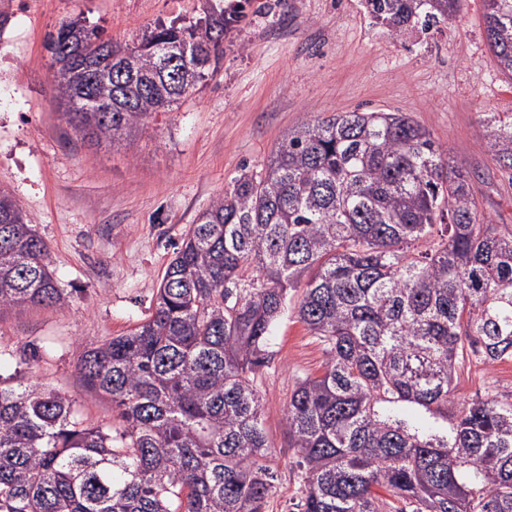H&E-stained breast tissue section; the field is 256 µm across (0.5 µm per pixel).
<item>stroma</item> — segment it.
Segmentation results:
<instances>
[{
	"label": "stroma",
	"instance_id": "obj_1",
	"mask_svg": "<svg viewBox=\"0 0 512 512\" xmlns=\"http://www.w3.org/2000/svg\"><path fill=\"white\" fill-rule=\"evenodd\" d=\"M244 16L192 95L150 119L134 154L77 136L54 102L45 47L60 21L140 43L157 23L190 26L205 8ZM0 186L51 247L69 296L65 311L33 307L0 319V377L67 393L96 424L117 423L106 400L79 386L81 353L150 314L164 270L197 215L234 178L265 169L283 135L311 114L402 112L446 146L472 177L482 218L512 227V176L486 150V119L512 113V79L485 33L484 0H460L452 19L391 37L362 0H0ZM273 356L255 381L277 492L266 512L299 500L285 435L290 395L320 376L322 344L293 316L274 327ZM512 392V362L461 369L456 399Z\"/></svg>",
	"mask_w": 512,
	"mask_h": 512
}]
</instances>
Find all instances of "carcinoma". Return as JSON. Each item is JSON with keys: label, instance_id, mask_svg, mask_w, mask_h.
I'll list each match as a JSON object with an SVG mask.
<instances>
[{"label": "carcinoma", "instance_id": "carcinoma-1", "mask_svg": "<svg viewBox=\"0 0 512 512\" xmlns=\"http://www.w3.org/2000/svg\"><path fill=\"white\" fill-rule=\"evenodd\" d=\"M458 0H364L393 36L453 15ZM234 22L159 25L123 48L82 20L49 35L52 63L83 44L112 79L73 58L53 68L75 132L133 152L135 132L196 90L205 70L159 68L162 48L211 57ZM489 45L512 74V0H486ZM486 148L512 171V116ZM64 311L50 248L0 186V320ZM325 346L322 375L285 414L298 512H512V394L456 404L466 362L512 361V229L480 218L467 171L402 112H338L289 131L264 172L244 173L195 219L151 313L83 351L84 394L119 410L104 427L69 395L0 386V512H265L276 489L255 375L288 312Z\"/></svg>", "mask_w": 512, "mask_h": 512}]
</instances>
